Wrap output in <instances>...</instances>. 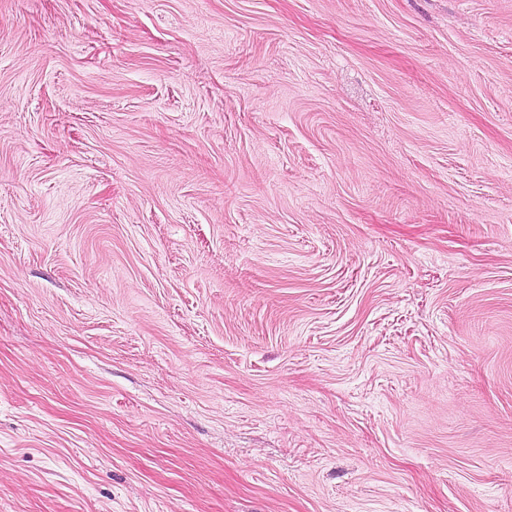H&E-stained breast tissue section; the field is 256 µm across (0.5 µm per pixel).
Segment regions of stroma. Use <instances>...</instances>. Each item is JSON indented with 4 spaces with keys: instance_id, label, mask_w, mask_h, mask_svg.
<instances>
[{
    "instance_id": "stroma-1",
    "label": "stroma",
    "mask_w": 512,
    "mask_h": 512,
    "mask_svg": "<svg viewBox=\"0 0 512 512\" xmlns=\"http://www.w3.org/2000/svg\"><path fill=\"white\" fill-rule=\"evenodd\" d=\"M0 512H512V0H0Z\"/></svg>"
}]
</instances>
